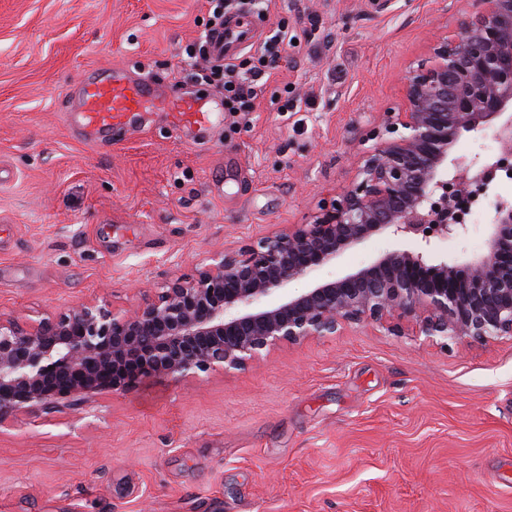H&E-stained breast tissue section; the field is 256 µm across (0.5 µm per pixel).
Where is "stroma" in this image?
<instances>
[{
    "instance_id": "35a3bbf8",
    "label": "stroma",
    "mask_w": 512,
    "mask_h": 512,
    "mask_svg": "<svg viewBox=\"0 0 512 512\" xmlns=\"http://www.w3.org/2000/svg\"><path fill=\"white\" fill-rule=\"evenodd\" d=\"M470 0H255L288 41L249 111L89 139L80 79L127 68L223 102L188 65L208 0H0V313L136 305L222 251L309 222L350 184L408 72ZM485 209L442 259L486 251ZM377 234L301 291L413 249ZM0 512H512V337L352 324L202 381H162L0 427Z\"/></svg>"
}]
</instances>
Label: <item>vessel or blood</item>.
Returning a JSON list of instances; mask_svg holds the SVG:
<instances>
[{
  "label": "vessel or blood",
  "mask_w": 512,
  "mask_h": 512,
  "mask_svg": "<svg viewBox=\"0 0 512 512\" xmlns=\"http://www.w3.org/2000/svg\"><path fill=\"white\" fill-rule=\"evenodd\" d=\"M253 32L248 15L240 14L208 36L210 54L218 59L235 52ZM160 81L143 75L130 78L121 68L102 77L86 80L76 115L82 132L93 135L129 128L135 112H153L166 103ZM209 106L191 97L181 99L174 117L184 125L198 124L208 118Z\"/></svg>",
  "instance_id": "obj_1"
}]
</instances>
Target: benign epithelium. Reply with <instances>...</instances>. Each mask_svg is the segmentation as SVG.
Masks as SVG:
<instances>
[{
  "instance_id": "7a95c632",
  "label": "benign epithelium",
  "mask_w": 512,
  "mask_h": 512,
  "mask_svg": "<svg viewBox=\"0 0 512 512\" xmlns=\"http://www.w3.org/2000/svg\"><path fill=\"white\" fill-rule=\"evenodd\" d=\"M512 0H473L456 31L410 71L405 108L375 128L353 182L308 224L224 252L128 310L79 302L33 323L0 315V425L32 409L80 405L149 378L239 369L282 344L348 324L402 323L429 338L512 336V207L498 203L486 252L448 262L433 237L463 235L448 211L488 175L490 159L452 156L492 129L512 151ZM421 236L300 293L288 285L377 233Z\"/></svg>"
}]
</instances>
